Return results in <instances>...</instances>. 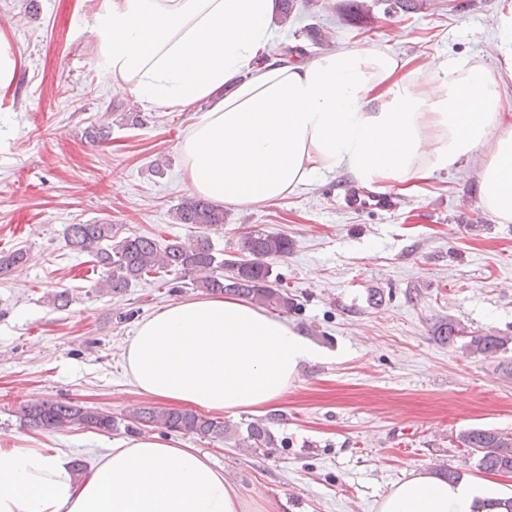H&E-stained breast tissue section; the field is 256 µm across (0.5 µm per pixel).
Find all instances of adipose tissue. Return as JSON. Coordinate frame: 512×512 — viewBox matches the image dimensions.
<instances>
[{"label": "adipose tissue", "instance_id": "1", "mask_svg": "<svg viewBox=\"0 0 512 512\" xmlns=\"http://www.w3.org/2000/svg\"><path fill=\"white\" fill-rule=\"evenodd\" d=\"M275 0H104L98 69L159 108L208 103L179 143L197 195L234 207L277 203L348 171L405 184L472 162L480 204L512 223V14L499 24L503 74L479 62L408 67L379 48L339 47L283 65L255 59ZM321 350L237 296L169 304L141 321L124 370L174 407L254 411L281 399ZM512 485L411 471L378 512H507ZM0 512H270L209 457L141 435L105 448L90 473L65 449L0 447Z\"/></svg>", "mask_w": 512, "mask_h": 512}]
</instances>
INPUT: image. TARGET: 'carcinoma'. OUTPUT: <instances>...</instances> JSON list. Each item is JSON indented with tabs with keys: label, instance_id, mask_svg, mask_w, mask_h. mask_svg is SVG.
<instances>
[{
	"label": "carcinoma",
	"instance_id": "cac0c4a2",
	"mask_svg": "<svg viewBox=\"0 0 512 512\" xmlns=\"http://www.w3.org/2000/svg\"><path fill=\"white\" fill-rule=\"evenodd\" d=\"M180 224H189L198 230L186 239H172L165 243L149 235H130L117 238L111 224H68L64 229L66 244L74 251L94 253L103 277L99 287L120 293L142 277L156 271L195 275L194 284L212 294L243 296L263 307L287 313L296 307L288 291L273 284V270L269 260L288 255L291 241L288 236L258 230L244 236L238 252L249 258V264H240V258L219 256L206 230L224 225V209L200 197L184 200L175 211ZM29 255L23 248L0 255V271L25 266ZM437 339L453 344L460 339V331L451 323H442L435 329ZM505 342L499 336H472L464 347L476 354L494 357L504 350ZM128 417L144 429L192 434L201 439L222 441L236 432L218 418L200 415L185 407H136ZM20 420L33 428L65 431L74 426L110 432L119 422L112 416L91 407L72 402L42 401L21 409ZM247 436L238 444L255 451L272 444V434L263 423H251ZM460 442L477 460L478 468L487 473H512V432L497 429L472 428L460 434Z\"/></svg>",
	"mask_w": 512,
	"mask_h": 512
}]
</instances>
